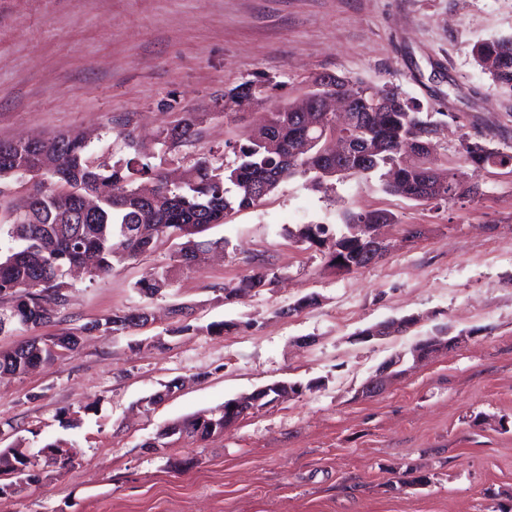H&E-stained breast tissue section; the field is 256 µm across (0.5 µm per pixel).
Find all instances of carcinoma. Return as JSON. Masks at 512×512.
Instances as JSON below:
<instances>
[{"mask_svg": "<svg viewBox=\"0 0 512 512\" xmlns=\"http://www.w3.org/2000/svg\"><path fill=\"white\" fill-rule=\"evenodd\" d=\"M505 52L512 58V37L480 43L476 60L495 84L512 90V65L497 63ZM344 82L361 91L391 94V106L376 113L373 124L363 133L376 142L374 160L368 166H358L355 174L385 168L389 191L396 179L408 187L407 198L411 200L437 204L455 201L446 186L423 188V170L400 162V141L432 125L429 114L388 83L371 85L348 78ZM295 132L291 117L275 104L244 141L224 143L235 156L233 164L218 163L224 151L211 148L183 171L177 184L169 182L151 158L169 154L198 136L197 118L190 112L160 131L164 138L154 153L135 146L132 135L126 134L124 139L133 153L112 164L93 157L78 133L59 134L40 142L0 141V178L28 173L41 178L45 185L32 194L30 212L10 215L7 223L0 224V235L8 241L6 253L0 255V333L13 326L35 329L57 322L70 302L64 288L68 287L67 272L73 267H87L90 279L95 280L112 269L114 259H137L166 239L172 244L177 266L188 269L198 252L224 247L222 239L201 240L198 235L212 224L223 223L231 211L257 206L260 200L254 193L258 186L265 185L272 193L283 181L301 176L309 178L312 187L322 188L327 176L316 171V147L298 156L268 148L273 140L290 144ZM506 160L512 161L511 153L484 146L479 154L471 156L470 165L476 170L482 162L489 165ZM83 193L97 198L95 209L84 215L76 208V200ZM292 235L311 246L327 247L331 266L338 258L352 262L360 252L354 235L330 240L323 224H300ZM170 274L168 268L157 270L137 281L134 288L151 298L169 286ZM276 277L277 271L261 260L252 274L230 288L249 295ZM49 290L57 294L56 305L41 313L36 308L37 299ZM175 315L177 320L167 329L168 334L180 336L193 330L188 321L189 307H177ZM148 319L149 309L143 305L114 314L91 329L117 336ZM78 346V333L73 331L34 336L10 351L0 352V375H23L28 372V364H50ZM182 426L186 433L202 439L220 430L198 416ZM18 465L30 469L31 462L24 453L0 455V474L11 473Z\"/></svg>", "mask_w": 512, "mask_h": 512, "instance_id": "carcinoma-1", "label": "carcinoma"}]
</instances>
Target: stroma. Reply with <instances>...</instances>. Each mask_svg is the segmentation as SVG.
Returning a JSON list of instances; mask_svg holds the SVG:
<instances>
[{
	"instance_id": "1",
	"label": "stroma",
	"mask_w": 512,
	"mask_h": 512,
	"mask_svg": "<svg viewBox=\"0 0 512 512\" xmlns=\"http://www.w3.org/2000/svg\"><path fill=\"white\" fill-rule=\"evenodd\" d=\"M512 37V0H0V140L90 135L118 160L131 130L150 149L180 113L197 141L173 151L180 171L209 148L243 140L261 108L225 113L243 81L303 96L318 74L390 82L442 130L439 167L469 172L461 145L478 138L512 152V91L494 84L473 48ZM475 197L438 207L386 191L379 174L327 191L292 178L256 207L209 229L223 256L175 272L151 299L134 288L172 265L169 242L116 261L104 278L70 281L56 325L0 334V351L31 335L83 329L64 359L0 378V449L22 446L41 480L0 496V512H499L512 507V167L475 173ZM395 217L387 256L339 273L324 250L288 234L299 224L344 232L351 211ZM425 228L409 238L411 226ZM275 287L228 302L223 287L255 260ZM308 295L314 306L290 316ZM192 332L168 335L172 306ZM148 305L154 322L104 336L91 326ZM419 316L406 333L356 341L377 322ZM238 323L217 336L209 324ZM431 336L455 349L417 365L380 395L355 392L387 358ZM309 345H300V338ZM184 385L151 410L141 401ZM302 395L269 405L206 440L165 424L277 382ZM62 440L73 461L44 470L41 448ZM425 475L422 486L412 476Z\"/></svg>"
}]
</instances>
